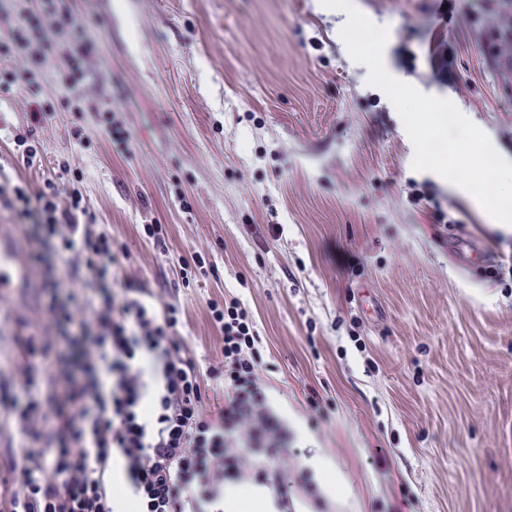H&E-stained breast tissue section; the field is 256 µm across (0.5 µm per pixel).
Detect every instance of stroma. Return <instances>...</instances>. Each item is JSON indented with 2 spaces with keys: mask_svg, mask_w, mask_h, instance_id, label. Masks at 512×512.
<instances>
[{
  "mask_svg": "<svg viewBox=\"0 0 512 512\" xmlns=\"http://www.w3.org/2000/svg\"><path fill=\"white\" fill-rule=\"evenodd\" d=\"M387 27L386 71L451 100L512 156V69L483 48L487 0H353ZM88 37L76 112L55 61L14 57L0 84V167L32 128L44 167L81 176L89 209L158 302L183 357L217 362L213 300L239 298L259 375L288 425L271 466L288 512H512V234L467 191L412 168L386 93L320 0H68ZM41 112L51 122L38 121ZM166 230L164 247L144 234ZM213 271L192 281L194 254ZM0 295V346L44 315L50 248ZM351 493L324 496L306 459Z\"/></svg>",
  "mask_w": 512,
  "mask_h": 512,
  "instance_id": "obj_1",
  "label": "stroma"
}]
</instances>
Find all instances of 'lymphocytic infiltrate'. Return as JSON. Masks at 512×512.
Wrapping results in <instances>:
<instances>
[{
  "label": "lymphocytic infiltrate",
  "mask_w": 512,
  "mask_h": 512,
  "mask_svg": "<svg viewBox=\"0 0 512 512\" xmlns=\"http://www.w3.org/2000/svg\"><path fill=\"white\" fill-rule=\"evenodd\" d=\"M20 15L21 27L0 40V59L31 48L61 54L74 109L82 111L79 49L31 43L40 17L28 8ZM484 46L512 62V14L488 10ZM0 210L32 225L61 255L58 276L45 286L65 299L50 301L46 314L76 328L85 344L73 368L62 370L58 341L32 331L15 338L22 364L0 361L18 372H0V421L23 455L7 512H117L122 495L136 512H224L220 487L241 477L245 456L275 460L288 446L258 376L262 339L253 316L235 297L210 302L221 359L198 368L180 355L179 306L154 302L111 236L90 231L80 189L59 190L48 177L34 195L25 174L1 171ZM149 373L161 381L158 392L149 390Z\"/></svg>",
  "instance_id": "lymphocytic-infiltrate-1"
}]
</instances>
